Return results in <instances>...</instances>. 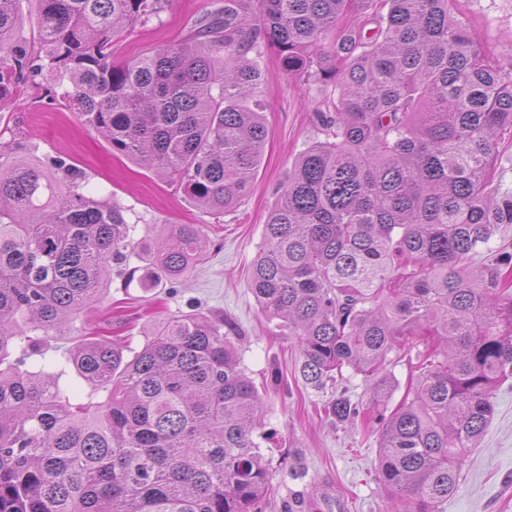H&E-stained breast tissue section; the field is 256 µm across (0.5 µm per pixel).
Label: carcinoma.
I'll return each instance as SVG.
<instances>
[{"instance_id": "cac0c4a2", "label": "carcinoma", "mask_w": 512, "mask_h": 512, "mask_svg": "<svg viewBox=\"0 0 512 512\" xmlns=\"http://www.w3.org/2000/svg\"><path fill=\"white\" fill-rule=\"evenodd\" d=\"M0 0V110L18 84L67 99L112 152L216 217L249 191L269 129L258 59L330 82L324 139L288 168L251 264L256 301L298 339L317 392L344 372L377 402L378 478L403 512H440L512 376V61L489 59L450 0H224L185 39L118 63L112 44L171 0ZM58 158L0 147V512H261L271 460L261 397L229 320L172 315L132 356L107 336L30 359L99 302L112 270L185 277L195 224L139 237L128 209L82 192ZM410 356L393 410L392 355ZM73 369L87 398L60 384ZM103 402L93 401L99 392ZM355 422L359 404L327 407Z\"/></svg>"}]
</instances>
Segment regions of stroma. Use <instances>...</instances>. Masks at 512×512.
Wrapping results in <instances>:
<instances>
[{
	"instance_id": "stroma-1",
	"label": "stroma",
	"mask_w": 512,
	"mask_h": 512,
	"mask_svg": "<svg viewBox=\"0 0 512 512\" xmlns=\"http://www.w3.org/2000/svg\"><path fill=\"white\" fill-rule=\"evenodd\" d=\"M215 0H173L159 19L131 28L114 48L125 61L152 54L184 37ZM471 32L492 58L512 57V0H454ZM260 67L265 74L269 138L264 160L239 205L214 218L186 200L176 187L132 160L113 154L100 134L86 126L62 99L20 87L0 112V140L19 154L61 157L86 174L85 191L111 194L129 208L140 235L157 238L168 224H195L210 246L187 279L144 288L113 278L107 299L85 309L73 328L43 344L46 355L72 349L91 336L142 346L143 326L169 315L200 310L233 322L242 332L241 365L264 397L262 420L274 432L269 454L275 466L264 512H385L378 481V427L372 417L342 424L327 416L329 394L314 393L299 372L296 337L277 334L250 288V267L262 243V229L277 200L276 189L297 155L321 134L318 105L334 88L305 84L285 75L273 52ZM493 416L478 448L467 453L456 491L442 512H512V379L498 386Z\"/></svg>"
}]
</instances>
